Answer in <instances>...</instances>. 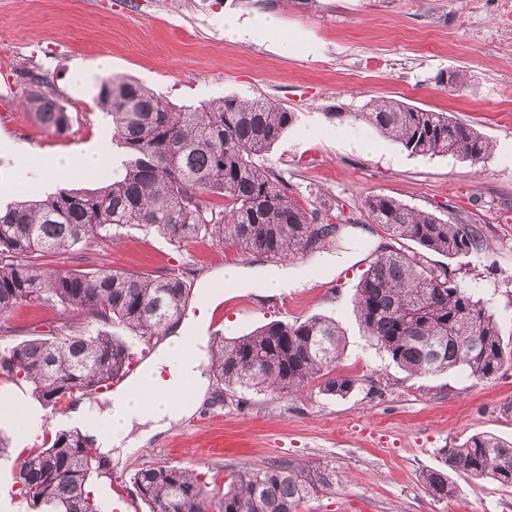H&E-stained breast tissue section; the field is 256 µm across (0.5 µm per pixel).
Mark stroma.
Segmentation results:
<instances>
[{"label":"stroma","mask_w":512,"mask_h":512,"mask_svg":"<svg viewBox=\"0 0 512 512\" xmlns=\"http://www.w3.org/2000/svg\"><path fill=\"white\" fill-rule=\"evenodd\" d=\"M279 26L269 30L267 17ZM236 20L237 37L224 34ZM295 42L287 53L282 42ZM170 103L196 105L233 95L262 97L295 120L266 163L306 208L341 216L347 224L337 245L293 260L305 282L263 294L228 288L220 305L235 335L273 320L313 315L336 319L345 333L337 373L356 378L353 391L332 396L314 380L295 395L267 392L219 397L217 387L196 415L129 453L122 466L92 477L105 512L116 486H130L138 468L170 462L193 465L215 491L234 474L275 460L328 461L344 479L300 512H512V489L456 477L454 498L437 501L423 483L440 467L442 451L477 433L512 442V0H0V178L27 182L22 191L0 189V201L38 199L60 187L95 189L121 172L112 123L98 101L99 59ZM88 77L73 87L74 65ZM466 71L464 88L438 80L439 72ZM41 74L34 86L30 73ZM51 95L71 117L61 132L41 126L24 101L34 89ZM388 99L445 112L493 145L479 165L452 156L421 158L354 120L368 101ZM374 151H358L360 143ZM100 144L102 169L43 179L15 153L78 154ZM387 195L451 222L473 226L478 250L452 258L432 255L462 278L493 313L508 359L495 378L478 381L460 371L408 376L370 345L355 309L356 285L388 238L369 218L367 197ZM335 260L331 276L320 265ZM46 266L163 276L188 269V316H211L199 289L227 267L276 269L265 257L208 240L177 243L133 229L108 245L91 244L82 259L45 257ZM59 308L21 306L0 316V350L59 335ZM0 434L13 456L48 445L71 427L73 400L56 408L36 401L28 385L0 378Z\"/></svg>","instance_id":"35a3bbf8"}]
</instances>
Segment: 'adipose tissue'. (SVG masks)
Returning a JSON list of instances; mask_svg holds the SVG:
<instances>
[{
	"mask_svg": "<svg viewBox=\"0 0 512 512\" xmlns=\"http://www.w3.org/2000/svg\"><path fill=\"white\" fill-rule=\"evenodd\" d=\"M295 279V274L285 267L271 272L258 268L249 274L234 268L224 272V285L228 288H251L260 283L267 290L277 292ZM208 346V323L204 318L182 321L155 357L131 377L123 391L110 397L104 406L78 404L71 412L72 418L85 426L103 453L115 460L125 459L130 450L142 447L195 412L210 385ZM186 380L192 386L191 397L179 405H171L167 388ZM147 381L165 389L149 411L140 406V389Z\"/></svg>",
	"mask_w": 512,
	"mask_h": 512,
	"instance_id": "ef3b65f1",
	"label": "adipose tissue"
}]
</instances>
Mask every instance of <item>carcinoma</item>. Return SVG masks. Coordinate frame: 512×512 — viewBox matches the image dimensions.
Wrapping results in <instances>:
<instances>
[{
    "label": "carcinoma",
    "mask_w": 512,
    "mask_h": 512,
    "mask_svg": "<svg viewBox=\"0 0 512 512\" xmlns=\"http://www.w3.org/2000/svg\"><path fill=\"white\" fill-rule=\"evenodd\" d=\"M100 103L112 115V142L123 173L111 184L87 190L60 187L43 199L0 207V316L17 306L51 304L84 318L87 328L52 338L25 340L0 353V375L24 381L42 405L91 396L124 377L132 345L112 336L123 326L145 343L169 334L185 312V272L153 277L106 269H59L39 263L47 254L80 253L106 243L125 228H154L182 242H230L243 251L283 260L335 241L336 227L321 222L289 196L280 174L260 163L288 131L292 113L264 99L233 96L178 109L140 83L105 78ZM44 126L63 131L68 112L44 94L28 99ZM355 119L397 143L411 156L451 155L474 165L490 155L489 142L473 128L393 100L369 101ZM209 197L224 199L219 208ZM371 220L395 240L420 251L378 247L356 286V310L371 344L411 375L461 370L476 380L495 377L504 363L494 316L447 267L431 263L480 246L479 233L397 199L371 196ZM336 320L311 316L272 321L247 336L211 344V371L224 392L293 394L314 378L330 395L350 393L356 379L336 373L342 348ZM82 430L61 429L47 448L31 450L16 464L19 496L32 512H103L89 490L92 473L106 459L85 444ZM448 470L432 469L424 484L436 500L457 493L449 472L512 488V445L475 434L443 453ZM340 476L329 462L309 467L275 461L234 477L218 502L193 466L144 465L132 476L150 512H299L302 503L330 490Z\"/></svg>",
    "instance_id": "obj_1"
}]
</instances>
